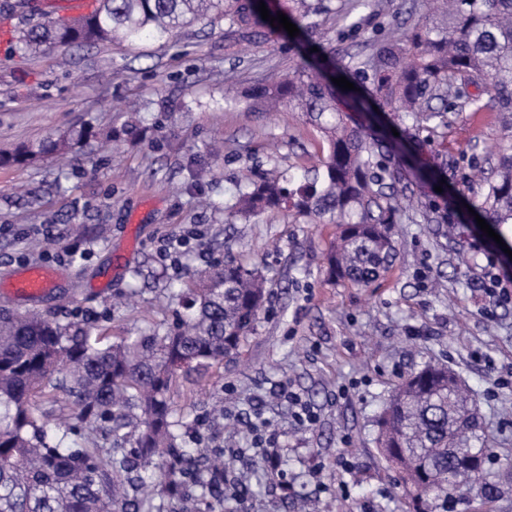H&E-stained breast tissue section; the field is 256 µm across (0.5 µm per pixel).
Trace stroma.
Masks as SVG:
<instances>
[{"label": "stroma", "mask_w": 512, "mask_h": 512, "mask_svg": "<svg viewBox=\"0 0 512 512\" xmlns=\"http://www.w3.org/2000/svg\"><path fill=\"white\" fill-rule=\"evenodd\" d=\"M410 5L390 0L382 9L371 0L359 29L326 18L313 39L364 56L371 41L397 34ZM304 56L283 29L232 43L223 21L206 19L165 43L79 44L36 57L0 48L1 154L71 127L95 132L70 166L49 154L0 166V310L53 313L134 336L174 324L169 280L189 281L233 258L264 280L258 322L238 356L179 373L171 389L181 439L198 416L224 413L213 432L224 444L226 477L243 495L226 499L223 512H294L298 502L320 512H408L399 475L376 448L378 420L395 387L438 360L473 391L494 448L486 468L495 492L456 512H512V391L495 385L512 376V302L496 303L481 288L487 256L504 279L512 280V266L461 202L449 197L444 224L405 211L394 262L366 288L328 275L335 225L283 211L233 218L225 209L244 171L296 173L319 152V133L297 110L251 112L239 99ZM388 125L455 187L473 166L492 174L496 159L485 148L508 135L489 103L449 113L434 130L409 128L397 112ZM180 228L198 233L196 245L162 259L161 239ZM25 264L58 268L57 287L35 301L3 293ZM278 385L315 408V425L296 424L271 392ZM257 412L287 450L288 495L238 454L249 445L243 422ZM344 453L348 473L336 465Z\"/></svg>", "instance_id": "obj_1"}]
</instances>
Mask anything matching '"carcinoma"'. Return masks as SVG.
I'll return each instance as SVG.
<instances>
[{
    "mask_svg": "<svg viewBox=\"0 0 512 512\" xmlns=\"http://www.w3.org/2000/svg\"><path fill=\"white\" fill-rule=\"evenodd\" d=\"M89 16L47 18L23 31L19 49L33 56L74 43L133 42L148 33L159 40L213 11L239 38L270 30L259 0H98ZM286 11L302 42L317 18L336 12L333 0H276L271 16ZM399 39L370 45L363 58H336L318 46L315 61L293 76L245 92L247 107L272 112L294 105L323 138L311 168L286 178L252 175L241 182L233 208L240 215L285 209L339 229L328 257L329 275L356 286L378 280L392 263L391 227L401 213L403 167L381 140L352 123L351 113L402 112L413 125L444 122L446 113L474 105L470 88L512 115V0H434L428 12L410 10ZM351 71L370 84L348 103L349 92L325 75ZM89 128H72L60 149L80 152ZM497 171L469 207L497 234L512 224V148L497 144ZM167 298L180 310L173 327L144 336H114L112 329L63 323L39 315L0 312V512H181L179 498L155 505L142 498L151 465L161 490L186 489L203 501L224 496V482L195 483L197 474L224 473V449L178 440L171 421L170 390L178 372L219 365L238 355L265 302L259 273L233 259L201 272L192 286L169 284ZM71 400L69 430L88 433L87 444L68 447L44 410L58 394ZM474 402L445 363L428 364L396 386L379 423L380 456L413 480L422 495L412 512H448V499L495 486L455 463L450 447L492 448L456 422Z\"/></svg>",
    "mask_w": 512,
    "mask_h": 512,
    "instance_id": "cac0c4a2",
    "label": "carcinoma"
}]
</instances>
